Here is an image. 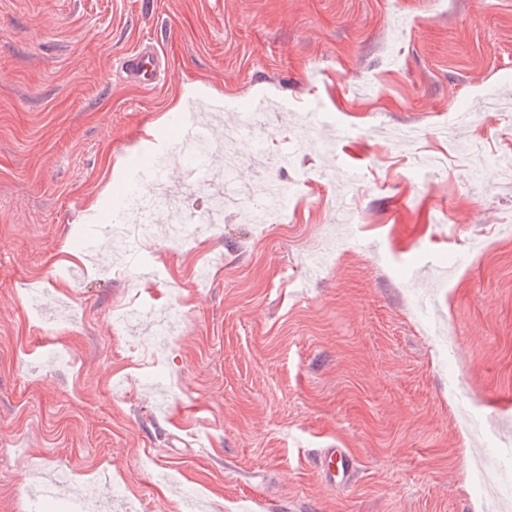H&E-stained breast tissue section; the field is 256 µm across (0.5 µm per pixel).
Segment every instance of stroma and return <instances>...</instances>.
Listing matches in <instances>:
<instances>
[{
    "label": "stroma",
    "mask_w": 512,
    "mask_h": 512,
    "mask_svg": "<svg viewBox=\"0 0 512 512\" xmlns=\"http://www.w3.org/2000/svg\"><path fill=\"white\" fill-rule=\"evenodd\" d=\"M152 42L163 85L119 61ZM512 0H0V512H487L512 500ZM270 110L235 212L109 249L110 183ZM154 136H147L148 127ZM135 303L136 313L115 321ZM355 455L330 489L313 459Z\"/></svg>",
    "instance_id": "35a3bbf8"
}]
</instances>
